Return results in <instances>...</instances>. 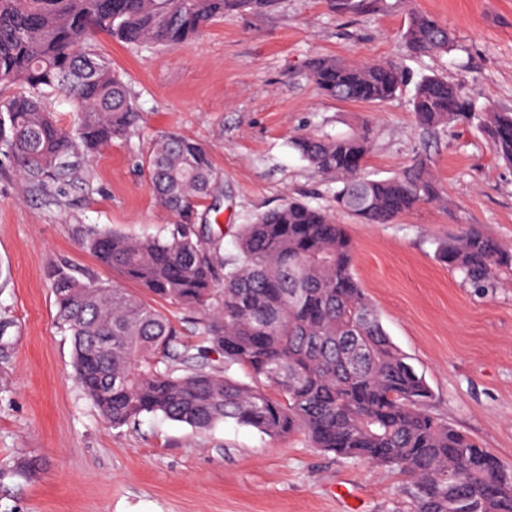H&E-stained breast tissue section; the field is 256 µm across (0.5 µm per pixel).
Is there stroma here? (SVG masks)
I'll list each match as a JSON object with an SVG mask.
<instances>
[{"mask_svg":"<svg viewBox=\"0 0 512 512\" xmlns=\"http://www.w3.org/2000/svg\"><path fill=\"white\" fill-rule=\"evenodd\" d=\"M411 9L454 34L447 54H409L402 31ZM93 48L126 74L138 135L90 158L85 183L48 194L0 165V512H414L405 473L337 457L303 434L273 438L232 422L200 432L160 416L115 427L83 394L47 270L61 260L137 291L80 236L89 224L147 237L174 223L139 166L162 131L208 150L218 181L196 222L201 236L221 237L225 257L237 252L240 225L285 200L333 212L352 240L356 278L433 391L431 412L512 471V269L481 294L435 256L438 241L468 226L512 249V167L475 127L421 129L412 85L385 104L347 103L306 76L317 56L388 62L412 80L443 75L479 106L512 112V0H407L345 16L328 0H280L215 22L189 45L127 47L102 33ZM365 123L367 173L389 177L425 162L438 199L390 224L337 210L334 180L315 175L290 140ZM24 461L33 471L16 475Z\"/></svg>","mask_w":512,"mask_h":512,"instance_id":"1","label":"stroma"}]
</instances>
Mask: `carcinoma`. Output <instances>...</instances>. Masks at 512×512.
Here are the masks:
<instances>
[{
  "label": "carcinoma",
  "instance_id": "obj_1",
  "mask_svg": "<svg viewBox=\"0 0 512 512\" xmlns=\"http://www.w3.org/2000/svg\"><path fill=\"white\" fill-rule=\"evenodd\" d=\"M276 0H0V158L34 190L82 178L101 147L137 131L126 80L86 48L98 33L131 46L182 45L211 24ZM386 0H331L338 14L388 8ZM418 56L448 50V29L408 15L403 32ZM309 79L336 100L385 103L408 82L396 65L315 58ZM62 96L70 124L46 109ZM426 130L476 126L512 166V112L477 106L463 87L424 75L412 99ZM291 147L336 180V207L367 224H390L438 197L424 162L386 178L365 173L368 125L348 135L302 133ZM152 190L178 222L128 237L97 225L82 244L147 294L203 311L198 339H182L157 307L117 285L84 281L65 263L49 267L56 327L71 336L77 381L103 419L120 427L145 415L196 430L224 422L270 437L304 434L313 447L398 469L415 486L414 512H512V471L429 411L432 391L396 346L353 272L350 238L335 218L290 199L241 227L237 253L218 260L220 241L199 236V202L216 179L208 152L164 132L143 158ZM437 257L478 292L497 287L512 252L476 228L439 243ZM243 369L252 380L230 375ZM273 386L267 392L262 384Z\"/></svg>",
  "mask_w": 512,
  "mask_h": 512
}]
</instances>
